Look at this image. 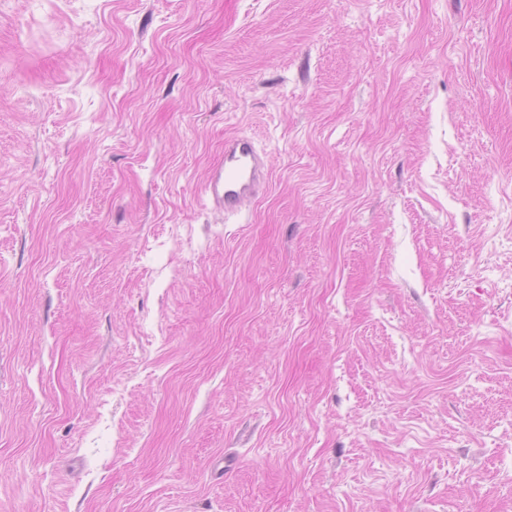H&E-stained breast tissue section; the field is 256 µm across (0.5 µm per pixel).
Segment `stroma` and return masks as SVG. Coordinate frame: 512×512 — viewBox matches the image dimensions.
Segmentation results:
<instances>
[{
  "mask_svg": "<svg viewBox=\"0 0 512 512\" xmlns=\"http://www.w3.org/2000/svg\"><path fill=\"white\" fill-rule=\"evenodd\" d=\"M0 512H512V0H0ZM269 186L267 156L253 137L240 133L224 139V158L208 171L202 194L207 206L227 222L241 215Z\"/></svg>",
  "mask_w": 512,
  "mask_h": 512,
  "instance_id": "1",
  "label": "stroma"
}]
</instances>
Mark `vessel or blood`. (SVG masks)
I'll list each match as a JSON object with an SVG mask.
<instances>
[{"label":"vessel or blood","mask_w":512,"mask_h":512,"mask_svg":"<svg viewBox=\"0 0 512 512\" xmlns=\"http://www.w3.org/2000/svg\"><path fill=\"white\" fill-rule=\"evenodd\" d=\"M270 186V166L255 139L235 134L224 140V157L207 173L202 187L210 209L225 218L241 215Z\"/></svg>","instance_id":"b4317fda"}]
</instances>
